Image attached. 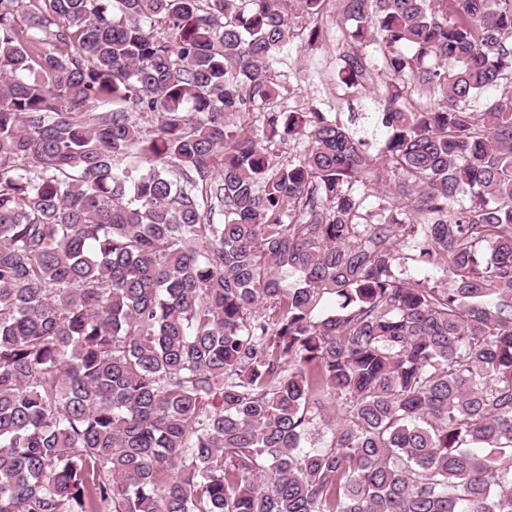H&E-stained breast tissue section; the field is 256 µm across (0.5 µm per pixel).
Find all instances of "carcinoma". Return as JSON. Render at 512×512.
<instances>
[{"instance_id": "obj_1", "label": "carcinoma", "mask_w": 512, "mask_h": 512, "mask_svg": "<svg viewBox=\"0 0 512 512\" xmlns=\"http://www.w3.org/2000/svg\"><path fill=\"white\" fill-rule=\"evenodd\" d=\"M328 2L0 0V512H512V0H336L378 165L280 104ZM382 192V189L378 188L376 185L369 184L366 188V194L369 195L366 200V206L367 210L371 212L373 222H376L377 219L380 218V214L383 213L384 208L387 209L385 214H388L395 209V206L399 207L396 199L391 195L385 196V192Z\"/></svg>"}]
</instances>
